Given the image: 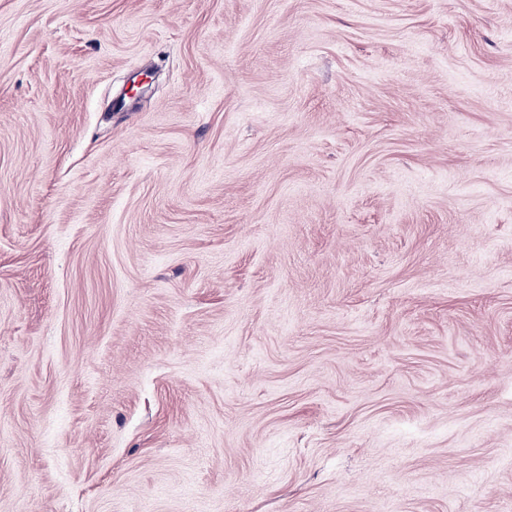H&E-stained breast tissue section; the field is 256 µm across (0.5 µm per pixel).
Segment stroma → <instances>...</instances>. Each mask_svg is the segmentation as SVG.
<instances>
[{"instance_id": "obj_1", "label": "stroma", "mask_w": 512, "mask_h": 512, "mask_svg": "<svg viewBox=\"0 0 512 512\" xmlns=\"http://www.w3.org/2000/svg\"><path fill=\"white\" fill-rule=\"evenodd\" d=\"M0 512H512V0H0Z\"/></svg>"}]
</instances>
